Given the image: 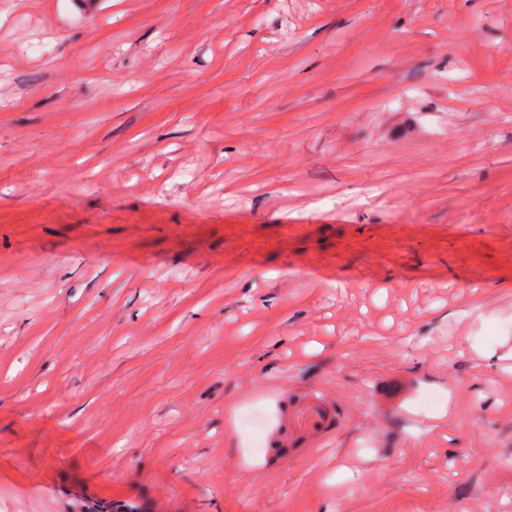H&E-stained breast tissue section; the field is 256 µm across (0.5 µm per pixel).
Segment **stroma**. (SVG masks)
<instances>
[{
    "label": "stroma",
    "instance_id": "obj_1",
    "mask_svg": "<svg viewBox=\"0 0 512 512\" xmlns=\"http://www.w3.org/2000/svg\"><path fill=\"white\" fill-rule=\"evenodd\" d=\"M128 503L512 512V0H0V512ZM334 422L330 403L313 392L292 396L280 411V422L268 438L276 441L282 453L294 454L320 442Z\"/></svg>",
    "mask_w": 512,
    "mask_h": 512
}]
</instances>
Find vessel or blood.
<instances>
[{"mask_svg":"<svg viewBox=\"0 0 512 512\" xmlns=\"http://www.w3.org/2000/svg\"><path fill=\"white\" fill-rule=\"evenodd\" d=\"M334 422L329 402L308 393L289 397L280 411V422L269 435L282 453L294 454L320 442Z\"/></svg>","mask_w":512,"mask_h":512,"instance_id":"vessel-or-blood-1","label":"vessel or blood"}]
</instances>
